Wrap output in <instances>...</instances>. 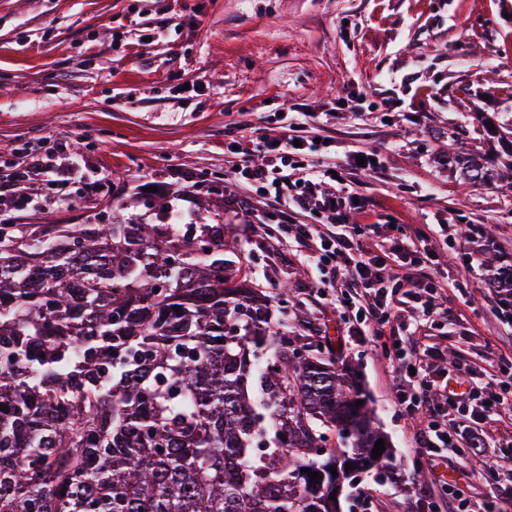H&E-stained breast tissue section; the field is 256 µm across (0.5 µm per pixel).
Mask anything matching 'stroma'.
Instances as JSON below:
<instances>
[{
	"label": "stroma",
	"mask_w": 512,
	"mask_h": 512,
	"mask_svg": "<svg viewBox=\"0 0 512 512\" xmlns=\"http://www.w3.org/2000/svg\"><path fill=\"white\" fill-rule=\"evenodd\" d=\"M291 110L319 113L303 135L324 139L323 161L344 169L383 223H465L468 238L433 242L442 292L427 332L445 362L484 365L486 337L506 333L487 283L512 268V195L464 184L446 159L452 140L496 151L477 113L512 125V0H0V176L17 149L50 154L66 140L90 175L109 177L102 193L65 206L53 186L30 185L37 203L12 211L13 223H108L115 192L121 216L139 224L154 223L162 198L195 224L221 212L225 256L267 295L288 282L292 331L360 374L394 448L400 483L364 479L343 512H429L432 501L448 512L447 484L479 502L490 488L471 474L490 449L451 460L414 451L423 418L397 405L382 350L346 336L302 256L266 235L285 218L275 204H236L248 191L225 179L233 140L262 141ZM358 150L378 152L377 171L348 168ZM471 251L485 268L464 297Z\"/></svg>",
	"instance_id": "1"
}]
</instances>
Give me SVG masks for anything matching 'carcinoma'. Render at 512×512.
I'll use <instances>...</instances> for the list:
<instances>
[{
  "mask_svg": "<svg viewBox=\"0 0 512 512\" xmlns=\"http://www.w3.org/2000/svg\"><path fill=\"white\" fill-rule=\"evenodd\" d=\"M494 133L497 156L450 146L448 167L496 182L512 128ZM160 208L0 224V512H336L304 469L393 479L350 369L284 328L288 283L272 303L224 225Z\"/></svg>",
  "mask_w": 512,
  "mask_h": 512,
  "instance_id": "carcinoma-1",
  "label": "carcinoma"
}]
</instances>
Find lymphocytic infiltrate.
Segmentation results:
<instances>
[{
    "instance_id": "lymphocytic-infiltrate-1",
    "label": "lymphocytic infiltrate",
    "mask_w": 512,
    "mask_h": 512,
    "mask_svg": "<svg viewBox=\"0 0 512 512\" xmlns=\"http://www.w3.org/2000/svg\"><path fill=\"white\" fill-rule=\"evenodd\" d=\"M252 145L247 137L239 138L237 166L229 171L232 180L250 186L257 196L274 199L282 211L323 215V223L289 224L284 231L292 243L307 248L306 258L320 274L315 285L320 298L339 316H350L348 335L373 345L389 344L387 366L396 381L397 404L407 415H426L416 434V450L430 454L453 448L478 433L484 434L486 447H495L490 428L512 422V357L506 354L512 336L497 337L499 354L489 374L459 361L450 382L444 383L436 365L440 354L420 334L421 316L413 317L408 335L396 329L401 316L394 306L395 291L419 302L424 312L433 307L439 287L432 274L435 254L427 240L446 237V225L430 224L414 232L404 224L349 223L358 209L355 192L345 177L321 169L320 145L299 140L296 123L276 126L266 138L270 160L254 162ZM32 180L61 188L60 202L69 203L70 177L33 147L22 150L12 173L0 181V197L11 195L17 206L29 205L19 187Z\"/></svg>"
}]
</instances>
